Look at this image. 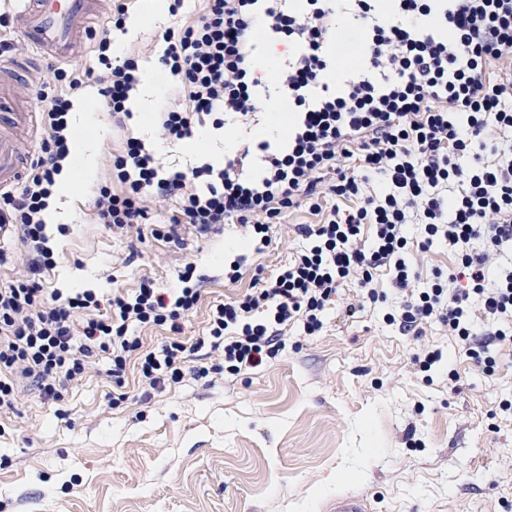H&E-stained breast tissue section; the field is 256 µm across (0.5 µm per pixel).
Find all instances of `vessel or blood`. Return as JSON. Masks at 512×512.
Returning a JSON list of instances; mask_svg holds the SVG:
<instances>
[{"mask_svg":"<svg viewBox=\"0 0 512 512\" xmlns=\"http://www.w3.org/2000/svg\"><path fill=\"white\" fill-rule=\"evenodd\" d=\"M101 0H17L14 24L19 35L44 57L62 60L81 46L86 21ZM21 157L13 143L0 135V189L12 186L20 175ZM329 512H371L367 496L345 494Z\"/></svg>","mask_w":512,"mask_h":512,"instance_id":"vessel-or-blood-1","label":"vessel or blood"}]
</instances>
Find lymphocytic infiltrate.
<instances>
[{
  "label": "lymphocytic infiltrate",
  "instance_id": "obj_1",
  "mask_svg": "<svg viewBox=\"0 0 512 512\" xmlns=\"http://www.w3.org/2000/svg\"><path fill=\"white\" fill-rule=\"evenodd\" d=\"M305 2V9L289 12L276 0H201L185 16L184 0H173L174 25L161 42L141 49L157 55L178 89L157 111L156 134L172 143L208 123L223 127L224 113L256 111L260 33L298 46L279 73L295 114L288 146L275 151L259 143V176L248 172L254 158L247 148L221 166L169 175L130 134L93 195L90 220L117 233L149 220L160 198L173 195L181 206L171 223L206 232L231 222L262 244L271 224L309 199L318 221L298 227L307 247L277 274L254 277L242 298L214 305L206 336L192 345L177 338L201 298L189 274L169 292L144 278L134 293L109 299L90 289L66 297L47 291L40 279L53 264L44 212L71 155L74 100L96 86L102 111L120 124L141 80L136 57L111 54L113 32L126 30V0H116L108 28L88 32L89 65L55 68L53 82L36 87L45 133L40 152L19 188L0 191V266L14 258L11 242L25 258L24 273L0 287V415L14 411L18 379L56 400L100 352L110 355L116 378L139 353V378L153 389L188 373L207 377L209 368L193 363L206 347L222 352L226 373L254 370L285 348L289 328L316 335L342 283L356 280L369 302L386 300L377 287L382 270L407 295L393 317L401 330L419 334L440 322L471 359L494 368L496 347L512 342V266L498 261L501 245L512 241V0H391L383 18L378 0ZM344 9L367 23L361 57L367 70L336 90L327 43ZM495 67L504 76L492 78ZM351 157L356 169L340 167ZM325 194L358 205L326 211L319 202ZM412 218L426 233L420 249L442 239L459 256L457 271H435L425 288L416 287L419 275L409 260ZM368 225L374 235L367 244ZM476 239L485 243L478 254L470 250ZM480 312L500 327L477 333ZM149 324L169 327L175 340L160 352H142L136 331Z\"/></svg>",
  "mask_w": 512,
  "mask_h": 512
}]
</instances>
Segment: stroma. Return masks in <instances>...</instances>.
<instances>
[{
    "mask_svg": "<svg viewBox=\"0 0 512 512\" xmlns=\"http://www.w3.org/2000/svg\"><path fill=\"white\" fill-rule=\"evenodd\" d=\"M261 51L257 111L227 116L205 141L143 134L159 166L221 161L228 129L253 140L288 63L287 47L266 41ZM97 101L91 88L73 109L96 110L98 132L87 142L100 176L125 132ZM92 188L60 199L67 225L48 227L55 265L41 274L45 288L122 294L145 277L172 288L192 268L202 300L183 326L188 343L205 336L211 305L239 297L256 271L275 274L305 247L295 225L317 221L308 206L293 209L256 251L238 224L169 227L179 201L166 197L157 223L120 236L87 218ZM238 257L242 278L232 283L224 266ZM378 282L386 301L344 314L354 295L344 284L318 335L292 329L276 358L245 375L188 373L153 390L140 383L135 358L117 383L103 355L56 402L19 381L0 435V512H327L350 493L369 494L373 512H512V349L497 351L487 372L440 323L420 336L402 331L388 316L403 298L386 274ZM437 349L450 368L420 371L414 354Z\"/></svg>",
    "mask_w": 512,
    "mask_h": 512,
    "instance_id": "1",
    "label": "stroma"
}]
</instances>
